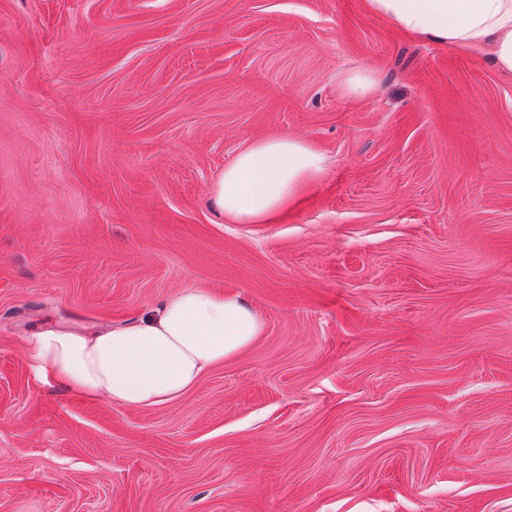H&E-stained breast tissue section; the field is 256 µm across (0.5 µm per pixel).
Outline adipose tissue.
<instances>
[{
    "instance_id": "1",
    "label": "adipose tissue",
    "mask_w": 512,
    "mask_h": 512,
    "mask_svg": "<svg viewBox=\"0 0 512 512\" xmlns=\"http://www.w3.org/2000/svg\"><path fill=\"white\" fill-rule=\"evenodd\" d=\"M366 6L407 34L486 57L512 74V0H366ZM325 166L324 154L306 140H256L225 167L211 205L241 224L266 223ZM262 330L259 314L241 298L185 288L154 314L122 326L90 335L45 330L37 359L92 399L150 407L186 393Z\"/></svg>"
}]
</instances>
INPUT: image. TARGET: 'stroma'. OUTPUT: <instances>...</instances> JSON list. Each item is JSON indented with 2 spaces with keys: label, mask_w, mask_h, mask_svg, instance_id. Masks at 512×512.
Instances as JSON below:
<instances>
[{
  "label": "stroma",
  "mask_w": 512,
  "mask_h": 512,
  "mask_svg": "<svg viewBox=\"0 0 512 512\" xmlns=\"http://www.w3.org/2000/svg\"><path fill=\"white\" fill-rule=\"evenodd\" d=\"M267 136L324 173L219 216ZM187 286L263 331L181 397L40 369ZM0 512H512V75L366 0H0ZM325 166L324 154L306 140H256L224 168L212 191L211 205L240 224H264L318 178Z\"/></svg>",
  "instance_id": "obj_1"
}]
</instances>
